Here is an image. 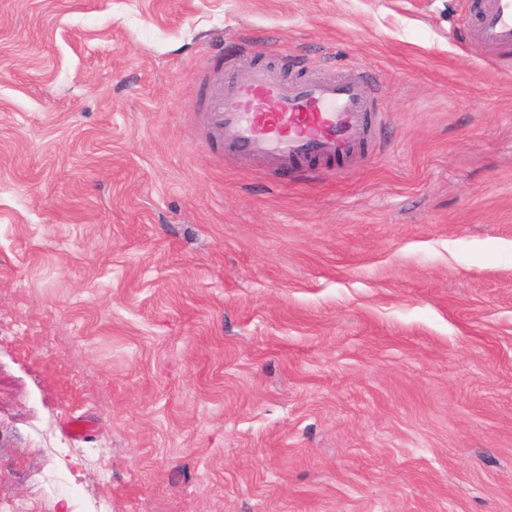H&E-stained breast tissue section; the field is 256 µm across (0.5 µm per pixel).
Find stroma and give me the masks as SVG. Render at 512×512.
<instances>
[{
    "mask_svg": "<svg viewBox=\"0 0 512 512\" xmlns=\"http://www.w3.org/2000/svg\"><path fill=\"white\" fill-rule=\"evenodd\" d=\"M476 0H0V501L512 512V51ZM356 66L359 162L224 153L226 72ZM470 41L489 51L512 48V0H480Z\"/></svg>",
    "mask_w": 512,
    "mask_h": 512,
    "instance_id": "obj_1",
    "label": "stroma"
}]
</instances>
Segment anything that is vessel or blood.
<instances>
[{"instance_id":"vessel-or-blood-1","label":"vessel or blood","mask_w":512,"mask_h":512,"mask_svg":"<svg viewBox=\"0 0 512 512\" xmlns=\"http://www.w3.org/2000/svg\"><path fill=\"white\" fill-rule=\"evenodd\" d=\"M470 40L489 51L512 48V0H480ZM374 113L360 71L287 79L265 66L225 78L214 122L224 132L226 155L238 160L345 164L370 141Z\"/></svg>"}]
</instances>
